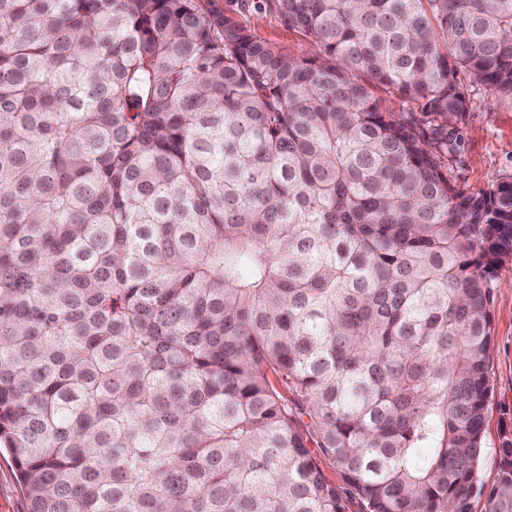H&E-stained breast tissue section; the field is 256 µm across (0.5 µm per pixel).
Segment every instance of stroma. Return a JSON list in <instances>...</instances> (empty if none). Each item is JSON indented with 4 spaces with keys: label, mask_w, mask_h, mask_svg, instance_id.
<instances>
[{
    "label": "stroma",
    "mask_w": 512,
    "mask_h": 512,
    "mask_svg": "<svg viewBox=\"0 0 512 512\" xmlns=\"http://www.w3.org/2000/svg\"><path fill=\"white\" fill-rule=\"evenodd\" d=\"M212 5L236 17L261 39L284 53L308 58L310 39L286 26L266 0H211ZM459 84L470 105L459 125L460 157L452 180L456 188L473 194L500 179L512 178V99L475 84L460 75ZM498 288L491 306V393L484 413V455L479 470L480 490L471 499V512H484L498 480L495 451L503 438L512 437V261L496 271ZM28 499L12 458L0 454V512H28Z\"/></svg>",
    "instance_id": "obj_1"
}]
</instances>
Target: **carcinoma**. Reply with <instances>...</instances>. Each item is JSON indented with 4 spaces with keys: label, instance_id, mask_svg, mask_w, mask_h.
<instances>
[{
    "label": "carcinoma",
    "instance_id": "1",
    "mask_svg": "<svg viewBox=\"0 0 512 512\" xmlns=\"http://www.w3.org/2000/svg\"><path fill=\"white\" fill-rule=\"evenodd\" d=\"M273 7L314 55L208 0H0L29 512H470L512 181L456 189L457 77L512 97V0Z\"/></svg>",
    "mask_w": 512,
    "mask_h": 512
}]
</instances>
